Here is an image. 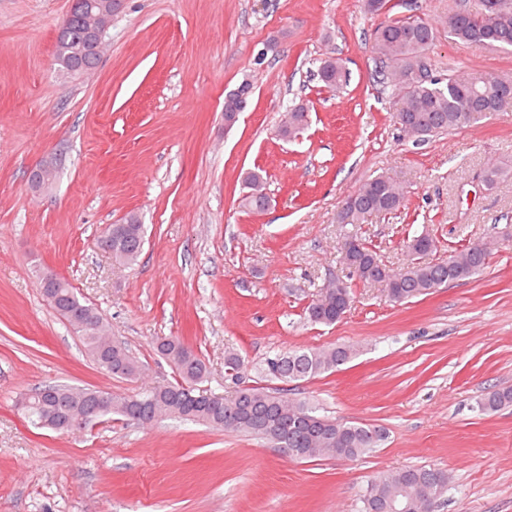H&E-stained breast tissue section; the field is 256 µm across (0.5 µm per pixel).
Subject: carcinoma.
Instances as JSON below:
<instances>
[{
    "mask_svg": "<svg viewBox=\"0 0 512 512\" xmlns=\"http://www.w3.org/2000/svg\"><path fill=\"white\" fill-rule=\"evenodd\" d=\"M476 0L473 6L457 8V24L448 33L454 41L491 48L512 49V0ZM438 36L437 28L419 15L387 18L374 32L373 53L378 64L376 77L381 84L392 87L396 95L395 123L404 120L418 130L416 142H424L440 133L471 127L501 111L512 101V87L504 86L506 77L489 72L448 73L438 76H414L421 56L429 53ZM75 45L82 47L77 61L68 55ZM57 57L61 68L74 75L94 70L100 57L90 49L84 36V22L78 13L61 26L57 38ZM320 80L328 87L346 82L342 63L330 58L318 68ZM253 86L243 81L238 89L224 98V111L242 112L247 107ZM308 109L296 105L284 113L278 134L294 139L308 126ZM488 191L512 178V165L495 163L478 175ZM245 187L246 205L256 211L268 207L260 174L251 173ZM406 191L390 173L383 172L358 189L354 205L339 213L342 224H358L372 214L392 213L405 202ZM130 223L114 225L115 235L108 245L114 261L122 266L135 264L144 245V225L135 215ZM409 259L398 270L387 268L376 251L366 243L348 255L358 274L350 280L331 282L320 288L307 306V318L314 324L334 325L351 308L352 281L378 283L388 299L407 303L451 282L473 277L488 264V255L472 243L448 251L435 261L425 257L438 250L436 238L426 229L407 240ZM55 293L60 297L57 313L92 312L101 315L81 301L75 288L59 279ZM87 356L112 376L134 380L142 365L127 344L98 333L93 323L77 330ZM157 355L176 374L173 382H158L136 393H113L112 405L89 421L94 424L105 416H118L135 424H151L162 418H175L231 430L265 439L277 448L294 449L293 458L307 461L344 457L354 460L387 439L384 428L359 422H343L319 413L307 402L288 399L283 390L268 386L240 387L239 370L244 360L236 354L225 359L231 394L224 395L204 388L207 381L205 362L178 337H167L156 343ZM357 356L352 345H331L323 348L279 353L266 358L262 374L270 381L290 383L336 371ZM102 392L85 387L50 385L24 394L22 410L32 424L54 429L55 422L73 409L89 414ZM512 407V388L503 387L487 393L478 401L484 414ZM451 477L447 470L435 466H407L385 470L374 475L363 490L361 512H392L389 505L402 506L404 512H431L427 506L447 493Z\"/></svg>",
    "mask_w": 512,
    "mask_h": 512,
    "instance_id": "1",
    "label": "carcinoma"
}]
</instances>
